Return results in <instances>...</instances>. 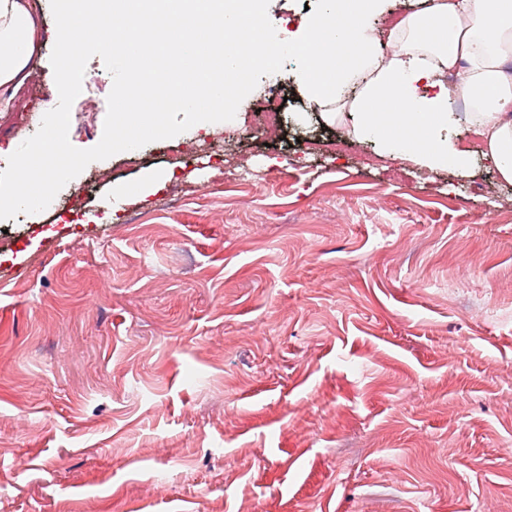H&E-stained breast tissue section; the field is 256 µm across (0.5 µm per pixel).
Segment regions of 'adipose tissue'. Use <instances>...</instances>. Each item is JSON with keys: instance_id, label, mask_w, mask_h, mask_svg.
I'll return each mask as SVG.
<instances>
[{"instance_id": "ef3b65f1", "label": "adipose tissue", "mask_w": 512, "mask_h": 512, "mask_svg": "<svg viewBox=\"0 0 512 512\" xmlns=\"http://www.w3.org/2000/svg\"><path fill=\"white\" fill-rule=\"evenodd\" d=\"M380 10L381 0H354L341 25H334L332 14L317 16L300 39L289 43L261 11L224 17V27L236 30L246 23L260 34L259 56L225 50L224 86L187 96L182 111L196 119L207 109L212 118L225 119L243 86L242 71L256 62L273 63L285 49L304 58L301 83L319 103L335 100L350 75L370 64L374 72L363 91L355 136L378 135L386 155H407L419 166L436 169L464 163L465 148L441 136L449 127L462 126L483 142L486 159L502 179L512 182V76L499 68L512 44V0H434L430 11L439 18V39L431 61L406 48L377 59L370 18ZM35 42L28 0H0V88L25 77ZM340 45L349 50L341 63L335 55ZM460 59L467 64L465 90L477 101L475 111L464 114L449 110L451 90L442 79Z\"/></svg>"}]
</instances>
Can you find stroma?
I'll use <instances>...</instances> for the list:
<instances>
[{
	"label": "stroma",
	"instance_id": "1",
	"mask_svg": "<svg viewBox=\"0 0 512 512\" xmlns=\"http://www.w3.org/2000/svg\"><path fill=\"white\" fill-rule=\"evenodd\" d=\"M31 2L25 83L51 94L26 126L0 112V170L58 100L50 0ZM326 9L262 0L299 32ZM303 65L281 55L236 118L0 221V512H512V183L461 127L462 169L348 137ZM86 74L80 149L113 85L100 57ZM146 169L173 178L146 189Z\"/></svg>",
	"mask_w": 512,
	"mask_h": 512
}]
</instances>
